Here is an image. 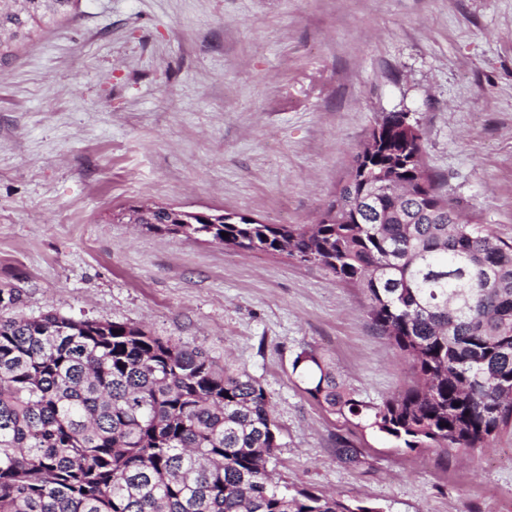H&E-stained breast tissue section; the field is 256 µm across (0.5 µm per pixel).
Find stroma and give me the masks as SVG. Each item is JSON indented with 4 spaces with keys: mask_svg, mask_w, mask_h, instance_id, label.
<instances>
[{
    "mask_svg": "<svg viewBox=\"0 0 512 512\" xmlns=\"http://www.w3.org/2000/svg\"><path fill=\"white\" fill-rule=\"evenodd\" d=\"M392 112L421 130L440 193L512 241V0H79L0 68L12 314L133 322L233 359L272 400L268 468L288 485L381 512H512V432L412 451L304 392V349L372 406L412 384L360 289L112 219L153 204L314 223Z\"/></svg>",
    "mask_w": 512,
    "mask_h": 512,
    "instance_id": "stroma-1",
    "label": "stroma"
}]
</instances>
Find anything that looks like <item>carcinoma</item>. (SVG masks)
Here are the masks:
<instances>
[{
    "instance_id": "cac0c4a2",
    "label": "carcinoma",
    "mask_w": 512,
    "mask_h": 512,
    "mask_svg": "<svg viewBox=\"0 0 512 512\" xmlns=\"http://www.w3.org/2000/svg\"><path fill=\"white\" fill-rule=\"evenodd\" d=\"M76 3L0 0V67ZM417 153L423 136L382 131L376 152L354 156L328 222L228 212L222 224H184L172 207L138 221L319 264L361 289L414 385L368 405L313 349L292 374L330 413L412 451L466 453L512 430V241L453 207L411 162ZM424 173L431 193L404 189ZM280 436L264 388L202 348L133 323L0 315V512H377L275 481Z\"/></svg>"
}]
</instances>
